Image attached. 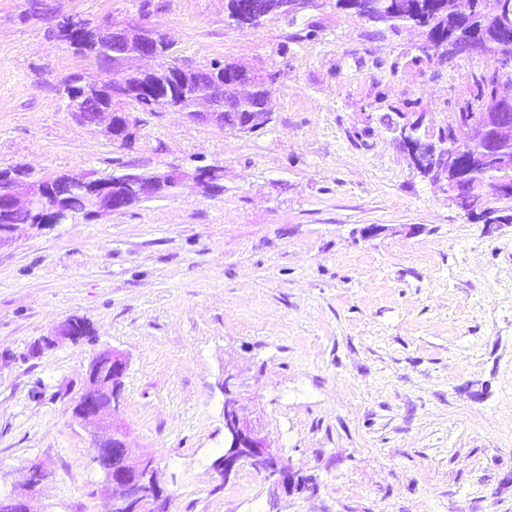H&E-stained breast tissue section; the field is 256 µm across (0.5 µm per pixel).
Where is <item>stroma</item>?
<instances>
[{
  "mask_svg": "<svg viewBox=\"0 0 512 512\" xmlns=\"http://www.w3.org/2000/svg\"><path fill=\"white\" fill-rule=\"evenodd\" d=\"M152 2L145 19L139 0H0V168L29 181L221 170L210 192L188 178L0 242V494L36 464L47 478L30 512H109L72 408L111 348L129 359L126 444L164 471L171 512L270 510L263 474L214 468L228 397L320 483L278 512H512V223L467 219L381 121L414 102L447 123L484 58L420 59L418 31L336 0L254 27L227 23L225 0ZM69 15L148 20L193 68L253 67L271 79V122L243 135L162 112L127 147L90 131L58 88L112 69L51 36ZM69 317L94 341L57 337Z\"/></svg>",
  "mask_w": 512,
  "mask_h": 512,
  "instance_id": "35a3bbf8",
  "label": "stroma"
}]
</instances>
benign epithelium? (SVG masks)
<instances>
[{"instance_id":"7a95c632","label":"benign epithelium","mask_w":512,"mask_h":512,"mask_svg":"<svg viewBox=\"0 0 512 512\" xmlns=\"http://www.w3.org/2000/svg\"><path fill=\"white\" fill-rule=\"evenodd\" d=\"M152 41L144 42L136 52L141 60L151 58L158 61L156 68L149 73L156 75L146 91L156 96L169 87L167 80L182 81L190 72L184 67L163 57L157 44L163 35L157 31L151 34ZM101 88L96 82L80 81V89L63 94L67 111L80 124L104 133L114 142L124 144L133 136L136 129L134 117L128 112H114L99 101ZM512 112V97L497 94L487 112L477 122L455 118L448 125L447 148L442 162L436 171L435 181L446 182L449 198L460 210H465L466 196L458 184L467 180L474 155L470 151L472 142L482 143V154L499 160L501 168L512 171V153L504 154L505 146H512V120H507ZM272 117L270 112H252L244 120L235 121L231 131L249 134L263 128L262 121ZM423 112H403L399 115L398 137L395 142L407 153L415 169H420V158L412 142L413 130L421 129ZM212 171L197 170L193 174L173 172L164 176H144L134 184V194L142 199L152 198L159 193L161 184L168 182L174 186L185 179L209 187ZM68 191L85 195V209L95 213L119 212L129 205L130 196L113 192L112 184L92 171L81 178L71 177L66 182ZM0 213H30L34 224H65L76 218L78 212L63 207L55 200L53 193L43 180L33 182L16 181L9 193L0 198ZM127 358L112 349H105L92 358L86 383L78 397L79 407L76 419L91 427L89 448L93 461L102 474L105 491L112 500L114 512H150L156 502L169 497L164 473L154 458L144 456L133 458L124 437L115 422L122 413V382L127 370ZM274 461L268 470V502L275 508L280 495L299 489L298 474L291 466L279 458L278 449L243 421L238 404L233 400L224 402V456L218 467L224 471L225 479L248 463Z\"/></svg>"}]
</instances>
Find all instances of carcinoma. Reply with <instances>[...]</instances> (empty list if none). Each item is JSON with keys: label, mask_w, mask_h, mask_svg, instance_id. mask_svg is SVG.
<instances>
[{"label": "carcinoma", "mask_w": 512, "mask_h": 512, "mask_svg": "<svg viewBox=\"0 0 512 512\" xmlns=\"http://www.w3.org/2000/svg\"><path fill=\"white\" fill-rule=\"evenodd\" d=\"M475 0H467L462 10L457 0H336V5L360 20L383 26L392 32L403 27L413 28L424 37L421 51L430 60L443 62L448 55V36L455 35L467 42V54L489 59V64L468 75L471 85L470 98L462 111L471 119L483 112L486 103L496 91L512 84V70L498 69L496 62L512 61V40L500 36L499 27L505 15L493 9L491 0H483L477 7ZM52 35L66 43L74 52L87 59L112 61V79L124 85V98L118 102L120 112H160L153 101L142 96L143 83L137 69L130 61L135 57L136 42L112 44L106 35L97 33V27L88 26V40H74L65 33V25L56 23ZM245 68L235 62L224 63V68L211 72L202 79L192 77L190 82L176 84L169 108L177 112H196L204 107L224 113V122L231 124L244 119L249 112H263L268 105L267 90L263 79L252 82L250 89Z\"/></svg>", "instance_id": "carcinoma-1"}]
</instances>
